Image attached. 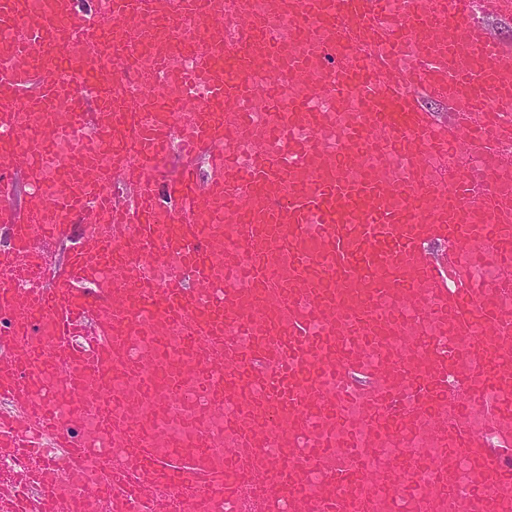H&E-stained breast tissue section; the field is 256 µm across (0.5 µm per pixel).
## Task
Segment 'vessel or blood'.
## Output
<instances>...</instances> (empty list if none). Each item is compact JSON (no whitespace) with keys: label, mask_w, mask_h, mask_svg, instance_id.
Wrapping results in <instances>:
<instances>
[{"label":"vessel or blood","mask_w":512,"mask_h":512,"mask_svg":"<svg viewBox=\"0 0 512 512\" xmlns=\"http://www.w3.org/2000/svg\"><path fill=\"white\" fill-rule=\"evenodd\" d=\"M100 5L0 0V512H512V0ZM182 159L176 154H171L160 160L152 172V179L162 188L173 181L179 174Z\"/></svg>","instance_id":"vessel-or-blood-1"}]
</instances>
